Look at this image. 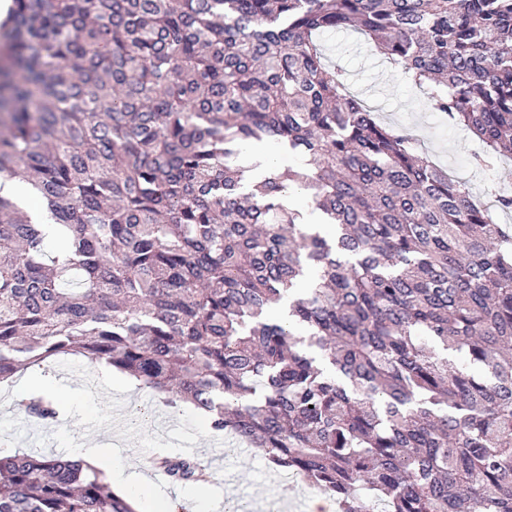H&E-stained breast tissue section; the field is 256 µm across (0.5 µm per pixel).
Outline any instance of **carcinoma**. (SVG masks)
I'll use <instances>...</instances> for the list:
<instances>
[{"mask_svg":"<svg viewBox=\"0 0 512 512\" xmlns=\"http://www.w3.org/2000/svg\"><path fill=\"white\" fill-rule=\"evenodd\" d=\"M346 26L483 143L476 166L512 158V0H13L0 176L61 238L47 254L0 195V380L81 356L340 512H512V224L326 63L317 36ZM263 141L305 167L246 193L236 158ZM291 184L329 229L285 203ZM0 512L136 510L80 461L17 453Z\"/></svg>","mask_w":512,"mask_h":512,"instance_id":"carcinoma-1","label":"carcinoma"}]
</instances>
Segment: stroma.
Instances as JSON below:
<instances>
[{"label":"stroma","mask_w":512,"mask_h":512,"mask_svg":"<svg viewBox=\"0 0 512 512\" xmlns=\"http://www.w3.org/2000/svg\"><path fill=\"white\" fill-rule=\"evenodd\" d=\"M323 44L328 57L345 72L353 90L390 121L413 130L419 145L466 180L475 197L512 193V161H504L489 171L477 170L471 163L472 154L479 148L477 140L455 130L447 118L431 112L426 96L402 75L391 72L361 34L346 28L326 34ZM34 380L50 383L71 411V431L65 434L54 424L19 415L11 387L0 384L1 454H70L82 439L111 429L112 405L116 402L129 414L137 408L149 411L134 434L112 441L113 447L138 471H145V459L153 449H167L172 456L183 454L188 448L207 452L215 438L206 420L190 405L163 409L151 389L140 385L128 388L123 374L112 370L96 372L93 365L77 356L49 360L13 378L14 385L20 386ZM210 467L221 477L209 489L208 512H224L229 498L238 512H257L248 490L259 483L268 497L279 502L287 498L285 487L269 482L270 464L261 449L247 445L222 449L220 459L211 461Z\"/></svg>","instance_id":"1"}]
</instances>
